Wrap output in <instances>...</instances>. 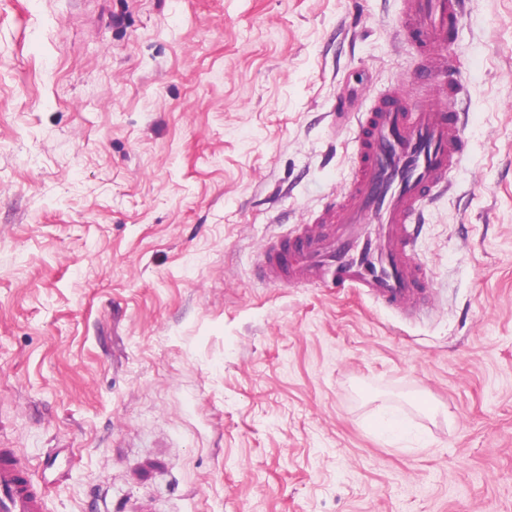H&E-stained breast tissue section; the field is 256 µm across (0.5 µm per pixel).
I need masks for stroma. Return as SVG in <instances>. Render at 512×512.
Returning <instances> with one entry per match:
<instances>
[{
  "mask_svg": "<svg viewBox=\"0 0 512 512\" xmlns=\"http://www.w3.org/2000/svg\"><path fill=\"white\" fill-rule=\"evenodd\" d=\"M403 0H0V448L47 512H512V0L441 53L432 313L265 283L403 83Z\"/></svg>",
  "mask_w": 512,
  "mask_h": 512,
  "instance_id": "obj_1",
  "label": "stroma"
}]
</instances>
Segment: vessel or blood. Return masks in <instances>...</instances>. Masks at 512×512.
Listing matches in <instances>:
<instances>
[{
  "label": "vessel or blood",
  "mask_w": 512,
  "mask_h": 512,
  "mask_svg": "<svg viewBox=\"0 0 512 512\" xmlns=\"http://www.w3.org/2000/svg\"><path fill=\"white\" fill-rule=\"evenodd\" d=\"M465 7L466 0H405L396 34L416 44L421 73L438 90L415 76L354 115L350 178L339 202L299 225L291 244L261 252L255 270L263 281L355 288L391 310L422 315L425 272L413 240L468 151L460 90L441 82L435 50L455 33ZM0 512H46L42 487L11 448H0Z\"/></svg>",
  "instance_id": "1"
}]
</instances>
